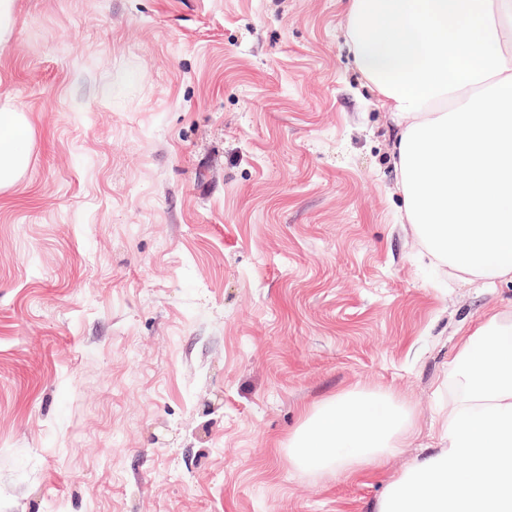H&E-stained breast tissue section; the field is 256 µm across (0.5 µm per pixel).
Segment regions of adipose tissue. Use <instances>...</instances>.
<instances>
[{
  "label": "adipose tissue",
  "mask_w": 512,
  "mask_h": 512,
  "mask_svg": "<svg viewBox=\"0 0 512 512\" xmlns=\"http://www.w3.org/2000/svg\"><path fill=\"white\" fill-rule=\"evenodd\" d=\"M355 65L396 126L405 219L448 276L512 283V0H346ZM31 126L0 103V192L30 162ZM442 448L384 488L376 512H512V304L460 336ZM411 416L351 388L306 409L291 466L373 475Z\"/></svg>",
  "instance_id": "ef3b65f1"
}]
</instances>
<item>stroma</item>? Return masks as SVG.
<instances>
[{
    "mask_svg": "<svg viewBox=\"0 0 512 512\" xmlns=\"http://www.w3.org/2000/svg\"><path fill=\"white\" fill-rule=\"evenodd\" d=\"M346 0H18L0 98V512H376L440 446L459 336L512 284L438 278ZM358 387L412 433L375 477L297 470ZM32 129L25 116L8 100L0 101V193L11 188L30 162Z\"/></svg>",
    "mask_w": 512,
    "mask_h": 512,
    "instance_id": "stroma-1",
    "label": "stroma"
}]
</instances>
